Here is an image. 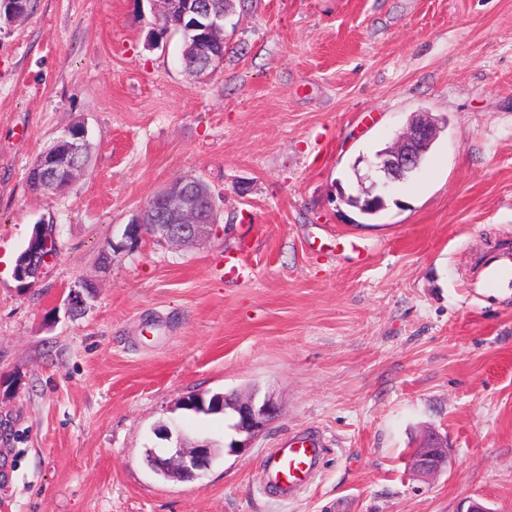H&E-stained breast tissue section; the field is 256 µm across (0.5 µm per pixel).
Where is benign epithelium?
Returning <instances> with one entry per match:
<instances>
[{
  "mask_svg": "<svg viewBox=\"0 0 512 512\" xmlns=\"http://www.w3.org/2000/svg\"><path fill=\"white\" fill-rule=\"evenodd\" d=\"M27 14L24 0H0V20L10 23ZM220 17L199 28L198 42H224V26ZM438 133V123L427 113L414 115L398 135L394 145L379 150L371 158H364V179L371 182V190L364 195H349L348 203H354L362 212L378 213L387 207L390 194L401 182L402 174L413 172L429 152ZM87 137L86 128L78 123L65 130L41 153L36 165L44 178L53 185L69 186L85 172V167L75 163L76 154L82 149ZM166 211L151 221L135 220L126 225L123 238L135 246L148 235L173 247H182L206 238L212 231L215 212L205 214L201 210L199 186L196 177L181 176L169 182L159 194ZM52 261V256L40 251L29 254L21 271L22 279L38 276ZM238 415L237 429L253 435L262 431L276 416L277 407L270 400L258 404L255 398H238L232 402ZM166 441L175 440V446L153 450L146 458L154 471H173L185 481H196L204 475L215 458V450L209 441H202L191 448L184 447V437L176 423L158 432ZM412 468L421 477L441 472L448 463V448L436 433L427 435L411 455Z\"/></svg>",
  "mask_w": 512,
  "mask_h": 512,
  "instance_id": "7a95c632",
  "label": "benign epithelium"
}]
</instances>
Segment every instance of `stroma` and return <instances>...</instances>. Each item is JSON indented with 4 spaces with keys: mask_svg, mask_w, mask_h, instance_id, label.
Instances as JSON below:
<instances>
[{
    "mask_svg": "<svg viewBox=\"0 0 512 512\" xmlns=\"http://www.w3.org/2000/svg\"><path fill=\"white\" fill-rule=\"evenodd\" d=\"M158 10L32 0L0 27V254L41 222L58 241L38 279L0 276V512H512V0H235L205 77L180 34L151 43ZM420 111L446 128L361 215L339 197L355 162ZM77 122L84 176L33 191ZM189 174L212 233L122 247ZM236 392L278 406L242 449L231 416L180 407ZM173 419L221 448L200 480L144 460ZM305 430L329 445L313 481L260 489L268 451ZM431 432L448 464L420 478ZM185 67L191 71L199 68H207V71L214 72L224 61V47L216 44L210 49L208 55L197 56L190 50L185 54L181 53Z\"/></svg>",
    "mask_w": 512,
    "mask_h": 512,
    "instance_id": "obj_1",
    "label": "stroma"
}]
</instances>
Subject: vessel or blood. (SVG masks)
Masks as SVG:
<instances>
[{"mask_svg":"<svg viewBox=\"0 0 512 512\" xmlns=\"http://www.w3.org/2000/svg\"><path fill=\"white\" fill-rule=\"evenodd\" d=\"M326 453V443L317 433L307 432L288 437L270 449L260 471L265 490L293 495L313 478L319 461Z\"/></svg>","mask_w":512,"mask_h":512,"instance_id":"vessel-or-blood-1","label":"vessel or blood"}]
</instances>
